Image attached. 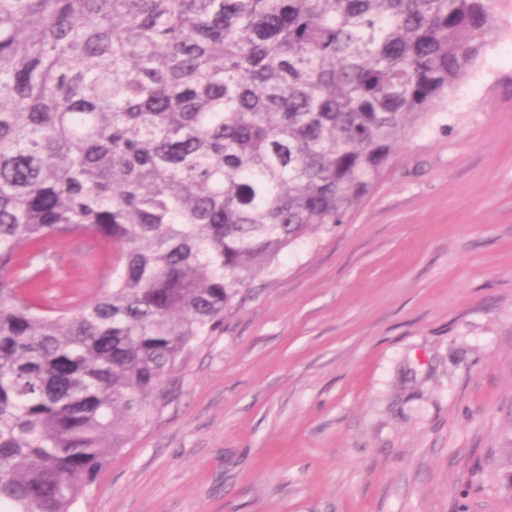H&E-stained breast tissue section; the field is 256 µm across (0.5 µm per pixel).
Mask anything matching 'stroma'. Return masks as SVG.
<instances>
[{"label":"stroma","mask_w":512,"mask_h":512,"mask_svg":"<svg viewBox=\"0 0 512 512\" xmlns=\"http://www.w3.org/2000/svg\"><path fill=\"white\" fill-rule=\"evenodd\" d=\"M344 223L286 248L73 512H512V0ZM43 248L48 303L111 243Z\"/></svg>","instance_id":"obj_1"}]
</instances>
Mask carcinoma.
Returning <instances> with one entry per match:
<instances>
[{
	"instance_id": "carcinoma-1",
	"label": "carcinoma",
	"mask_w": 512,
	"mask_h": 512,
	"mask_svg": "<svg viewBox=\"0 0 512 512\" xmlns=\"http://www.w3.org/2000/svg\"><path fill=\"white\" fill-rule=\"evenodd\" d=\"M493 0H0V512H71L283 249L448 102ZM112 282L42 303L44 241Z\"/></svg>"
}]
</instances>
